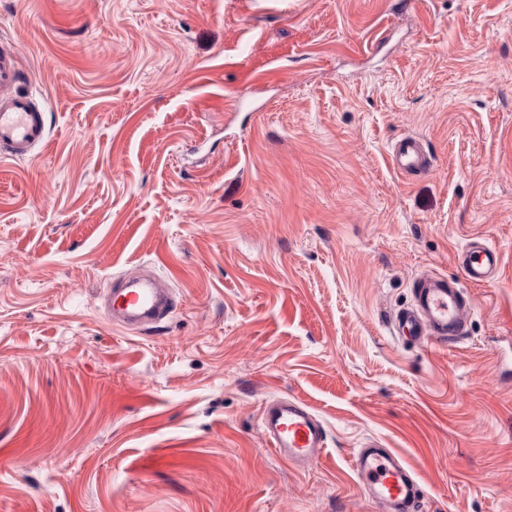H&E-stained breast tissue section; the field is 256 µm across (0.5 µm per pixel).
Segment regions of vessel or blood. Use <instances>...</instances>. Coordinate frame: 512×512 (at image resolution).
I'll return each instance as SVG.
<instances>
[{
  "label": "vessel or blood",
  "instance_id": "b4317fda",
  "mask_svg": "<svg viewBox=\"0 0 512 512\" xmlns=\"http://www.w3.org/2000/svg\"><path fill=\"white\" fill-rule=\"evenodd\" d=\"M21 67L13 50L0 46V156L29 158L46 141L44 115L32 95L18 88ZM392 164L400 173L423 174L431 160L420 141L405 136L395 142ZM498 252L483 240L470 241L462 253L461 271L470 282L497 276ZM107 313L128 326H151L165 319L174 307L173 293L153 275L124 276L103 294ZM472 316L469 298L446 277L425 275L414 282L411 306L399 310L394 332L414 345L453 346L465 339ZM260 428L278 457L303 468L320 459L327 432L311 407L295 397L266 401ZM352 468L368 497L380 512H425L426 493L414 471L386 448H362L353 456Z\"/></svg>",
  "mask_w": 512,
  "mask_h": 512
}]
</instances>
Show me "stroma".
<instances>
[{"label": "stroma", "instance_id": "35a3bbf8", "mask_svg": "<svg viewBox=\"0 0 512 512\" xmlns=\"http://www.w3.org/2000/svg\"><path fill=\"white\" fill-rule=\"evenodd\" d=\"M1 43L47 141L0 159V512H376L372 440L425 512H512V0H0ZM474 237L467 337L404 342ZM141 272L173 313L112 324ZM272 396L322 420L312 465ZM391 160L394 168L406 175L427 173L432 166L420 141L413 136H404L395 142ZM462 277L469 282H484L499 273L500 256L481 239H474L462 253ZM259 424L276 455L297 468L320 459L327 446L323 423L308 404L295 397L266 401ZM352 468L381 512L425 511L426 493L417 475L391 450L360 448Z\"/></svg>", "mask_w": 512, "mask_h": 512}]
</instances>
